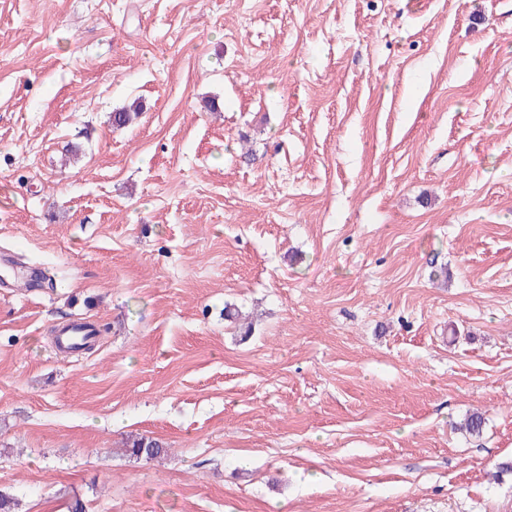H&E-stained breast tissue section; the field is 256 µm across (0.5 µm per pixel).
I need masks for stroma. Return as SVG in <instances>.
Returning <instances> with one entry per match:
<instances>
[{
	"instance_id": "stroma-1",
	"label": "stroma",
	"mask_w": 512,
	"mask_h": 512,
	"mask_svg": "<svg viewBox=\"0 0 512 512\" xmlns=\"http://www.w3.org/2000/svg\"><path fill=\"white\" fill-rule=\"evenodd\" d=\"M0 492L512 512V0H0ZM130 448L133 456L146 460H154L166 451L158 441L144 436L135 437Z\"/></svg>"
}]
</instances>
